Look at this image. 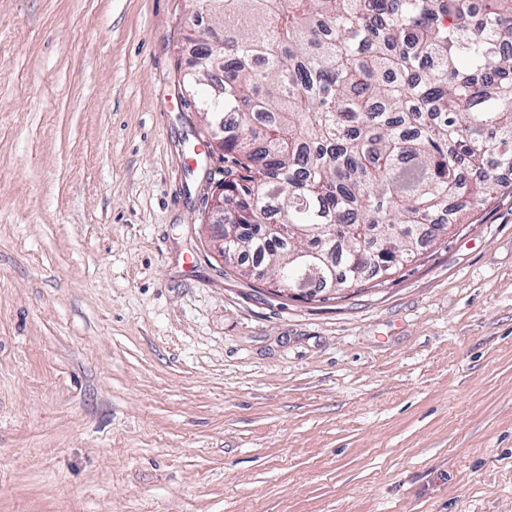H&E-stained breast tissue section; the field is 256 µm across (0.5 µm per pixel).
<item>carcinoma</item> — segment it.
I'll return each instance as SVG.
<instances>
[{
  "instance_id": "obj_1",
  "label": "carcinoma",
  "mask_w": 512,
  "mask_h": 512,
  "mask_svg": "<svg viewBox=\"0 0 512 512\" xmlns=\"http://www.w3.org/2000/svg\"><path fill=\"white\" fill-rule=\"evenodd\" d=\"M221 31L191 83L224 120V223L286 224L270 244L236 232L237 273L265 264L279 288L296 252L336 245L343 288L361 266L394 273L491 201L512 171V0H191Z\"/></svg>"
}]
</instances>
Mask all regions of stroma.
<instances>
[{"mask_svg": "<svg viewBox=\"0 0 512 512\" xmlns=\"http://www.w3.org/2000/svg\"><path fill=\"white\" fill-rule=\"evenodd\" d=\"M188 0H0V512H512V192L383 289L210 253Z\"/></svg>", "mask_w": 512, "mask_h": 512, "instance_id": "stroma-1", "label": "stroma"}]
</instances>
